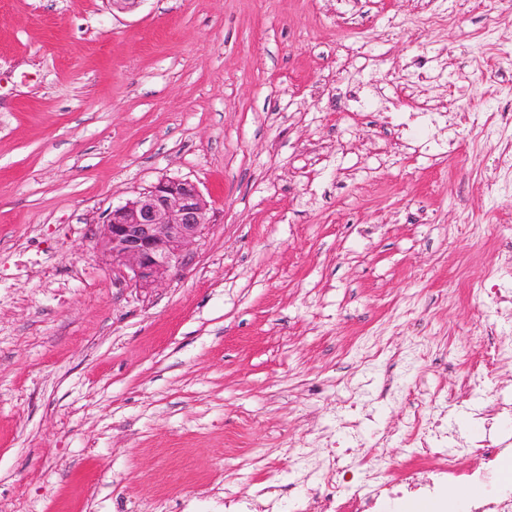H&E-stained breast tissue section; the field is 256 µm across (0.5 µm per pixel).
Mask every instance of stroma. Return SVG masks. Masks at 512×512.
I'll list each match as a JSON object with an SVG mask.
<instances>
[{"label": "stroma", "instance_id": "obj_1", "mask_svg": "<svg viewBox=\"0 0 512 512\" xmlns=\"http://www.w3.org/2000/svg\"><path fill=\"white\" fill-rule=\"evenodd\" d=\"M498 7L0 0V512H265L335 451L341 498L425 466L415 411L485 436L512 392ZM165 177L208 226L143 291L95 237Z\"/></svg>", "mask_w": 512, "mask_h": 512}]
</instances>
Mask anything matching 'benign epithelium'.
Listing matches in <instances>:
<instances>
[{"label": "benign epithelium", "instance_id": "1", "mask_svg": "<svg viewBox=\"0 0 512 512\" xmlns=\"http://www.w3.org/2000/svg\"><path fill=\"white\" fill-rule=\"evenodd\" d=\"M208 207L195 183L161 178L112 209L96 247L113 273L148 291L179 270L187 252L204 234Z\"/></svg>", "mask_w": 512, "mask_h": 512}]
</instances>
